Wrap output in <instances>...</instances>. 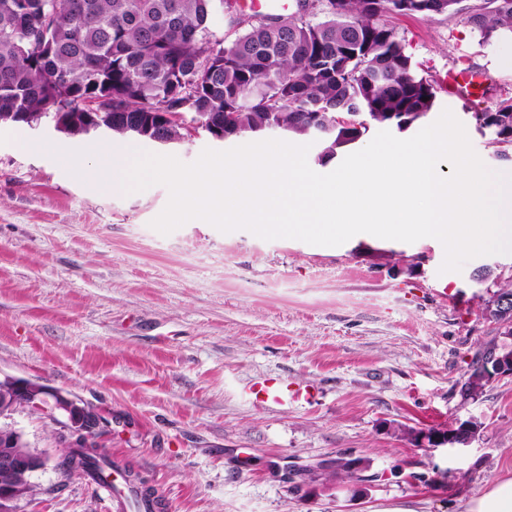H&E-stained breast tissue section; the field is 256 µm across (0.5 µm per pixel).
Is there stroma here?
Segmentation results:
<instances>
[{
  "instance_id": "1",
  "label": "stroma",
  "mask_w": 512,
  "mask_h": 512,
  "mask_svg": "<svg viewBox=\"0 0 512 512\" xmlns=\"http://www.w3.org/2000/svg\"><path fill=\"white\" fill-rule=\"evenodd\" d=\"M406 51L437 87L427 120L451 110L490 170L472 114L512 96V38L483 42L456 16L392 15ZM477 73L480 100L446 79ZM45 143L28 152L20 138ZM252 134L171 144L115 133L67 135L50 119L0 124V377L29 379L101 414V452L142 473L159 512H462L512 482V376L476 399L460 387L473 356L512 345L481 310L512 278V254L440 273L436 242L359 234L335 247L223 233L193 219L163 235L151 221L169 191L113 193L88 179L96 143L173 155L255 142ZM483 266L494 274L473 282ZM301 393L254 403L253 383ZM481 424L465 447L415 446L407 429ZM12 424L51 463L21 512H114L88 477H62L60 424L23 410ZM352 461L362 481L337 473ZM313 479L290 477L292 467Z\"/></svg>"
}]
</instances>
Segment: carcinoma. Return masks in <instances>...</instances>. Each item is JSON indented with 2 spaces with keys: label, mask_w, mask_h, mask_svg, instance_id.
Wrapping results in <instances>:
<instances>
[{
  "label": "carcinoma",
  "mask_w": 512,
  "mask_h": 512,
  "mask_svg": "<svg viewBox=\"0 0 512 512\" xmlns=\"http://www.w3.org/2000/svg\"><path fill=\"white\" fill-rule=\"evenodd\" d=\"M461 0H295L287 18L268 15L234 21L229 43L208 23L215 0H0V114L11 122L56 116L71 99L89 112L104 100L112 111L150 124V137L176 141L182 126L169 114H189L209 132L257 133L269 126L313 136L338 115L366 114L403 131L424 118L436 100L433 81L418 73L394 27L393 14L461 15L491 42L512 36V0H484L462 13ZM475 124L504 145L498 157L512 162V97L475 113ZM336 125L322 144V158L361 137ZM512 357V346H492L475 356L461 393L481 395L490 383L485 363ZM450 425L454 444L476 435ZM65 444V474L109 482L114 462L94 448ZM140 500L155 512L147 479Z\"/></svg>",
  "instance_id": "carcinoma-1"
}]
</instances>
